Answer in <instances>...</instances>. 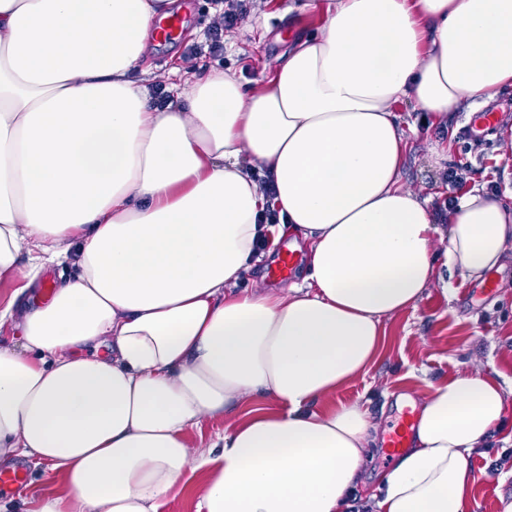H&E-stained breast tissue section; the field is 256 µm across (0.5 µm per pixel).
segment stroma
Returning <instances> with one entry per match:
<instances>
[{
  "mask_svg": "<svg viewBox=\"0 0 512 512\" xmlns=\"http://www.w3.org/2000/svg\"><path fill=\"white\" fill-rule=\"evenodd\" d=\"M185 17L177 42H152L143 61L145 78L156 80L172 66H188L203 74L210 69L231 70L252 83L286 55L294 40L314 32L317 17L289 10L290 0H246L247 13L238 25L224 33L222 51L207 47V34L224 6L219 0H179ZM495 125L478 140L467 134L469 119L458 113L448 125L427 124L410 136L403 164L406 186L448 199L482 179L503 190V176L512 177V153L501 137L512 130V90L490 103ZM448 148V158L434 165L435 144ZM498 286L485 294L480 284L453 277L452 296L427 289L416 310L385 324V347L370 373L344 387L339 397L365 405L381 431L392 428L400 409L399 395H407L410 407L421 406L428 382L456 372L481 370L499 380L512 381V260L498 272ZM512 449V433L495 432L489 451L475 453L476 477L469 512H502L512 499V470L494 474L492 461Z\"/></svg>",
  "mask_w": 512,
  "mask_h": 512,
  "instance_id": "obj_1",
  "label": "stroma"
}]
</instances>
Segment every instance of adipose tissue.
<instances>
[{"label":"adipose tissue","mask_w":512,"mask_h":512,"mask_svg":"<svg viewBox=\"0 0 512 512\" xmlns=\"http://www.w3.org/2000/svg\"><path fill=\"white\" fill-rule=\"evenodd\" d=\"M178 8L0 0V330L20 338L0 345V467L64 483L25 512H159L197 470L195 512H348L377 426L337 393L386 320L451 295L446 272L481 282L512 254V204L481 182L443 224L404 186L418 127L394 106L444 124L512 87V0H295L321 24L274 70L248 88L175 67L159 107L136 71ZM270 207L303 275L240 288ZM511 404L479 371L430 384L372 512H468L474 452ZM228 421L229 418L224 416L204 421L199 428H189L186 431V441L188 445L193 448L199 443L201 437L208 439L214 432L224 430V426Z\"/></svg>","instance_id":"adipose-tissue-1"}]
</instances>
